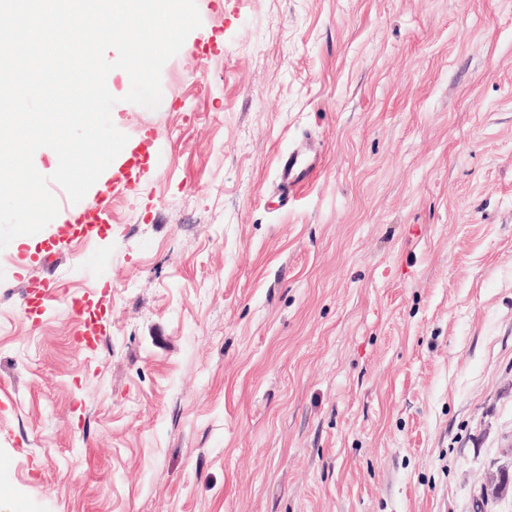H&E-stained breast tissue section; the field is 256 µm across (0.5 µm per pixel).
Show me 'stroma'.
I'll use <instances>...</instances> for the list:
<instances>
[{"instance_id":"35a3bbf8","label":"stroma","mask_w":512,"mask_h":512,"mask_svg":"<svg viewBox=\"0 0 512 512\" xmlns=\"http://www.w3.org/2000/svg\"><path fill=\"white\" fill-rule=\"evenodd\" d=\"M196 4L157 109L114 72L105 224L0 251V512H475L512 472V0ZM317 170L316 156H305L298 151L288 153L279 166V193L283 205L293 197Z\"/></svg>"}]
</instances>
